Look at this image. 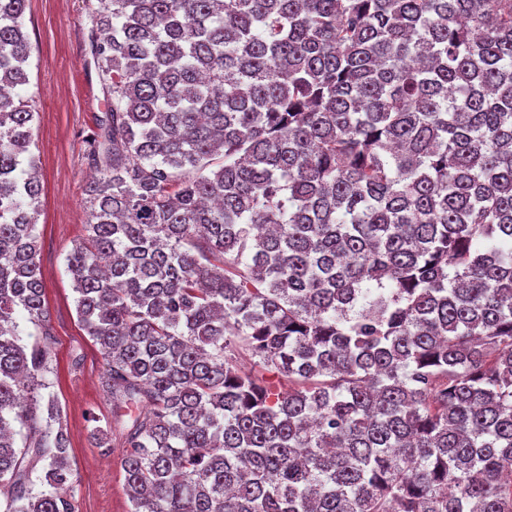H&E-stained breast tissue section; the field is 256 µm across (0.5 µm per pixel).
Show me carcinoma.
I'll return each mask as SVG.
<instances>
[{"instance_id":"1","label":"carcinoma","mask_w":512,"mask_h":512,"mask_svg":"<svg viewBox=\"0 0 512 512\" xmlns=\"http://www.w3.org/2000/svg\"><path fill=\"white\" fill-rule=\"evenodd\" d=\"M27 2L0 0V512H74ZM94 24L111 101L67 270L131 512H512V0Z\"/></svg>"}]
</instances>
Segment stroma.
<instances>
[{
	"mask_svg": "<svg viewBox=\"0 0 512 512\" xmlns=\"http://www.w3.org/2000/svg\"><path fill=\"white\" fill-rule=\"evenodd\" d=\"M98 0H29L25 27L31 43L23 93L39 117L31 149L40 159L43 187L38 220L40 264L49 309L50 391L59 400L76 478L75 512H129L121 440L97 447L96 427L112 425V396L103 386L100 348L81 328L66 256L90 219L87 188L97 171L85 138L110 102L91 55Z\"/></svg>",
	"mask_w": 512,
	"mask_h": 512,
	"instance_id": "stroma-1",
	"label": "stroma"
}]
</instances>
